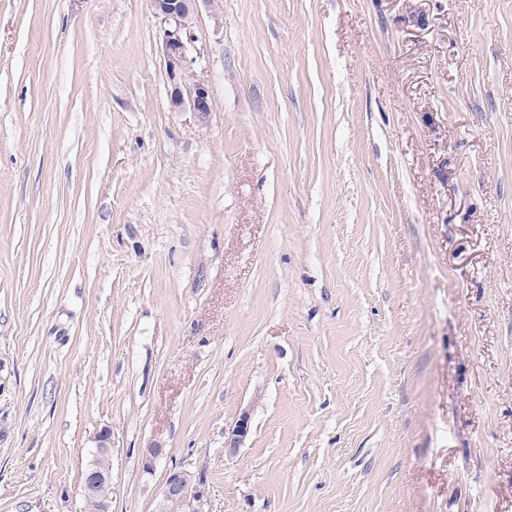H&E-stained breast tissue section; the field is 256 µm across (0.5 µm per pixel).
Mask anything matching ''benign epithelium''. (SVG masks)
Segmentation results:
<instances>
[{
  "label": "benign epithelium",
  "mask_w": 512,
  "mask_h": 512,
  "mask_svg": "<svg viewBox=\"0 0 512 512\" xmlns=\"http://www.w3.org/2000/svg\"><path fill=\"white\" fill-rule=\"evenodd\" d=\"M218 2L219 0H150L152 10L161 23V52L171 82L170 103L174 110L211 111L209 86L193 70L190 28L192 20L203 10L214 18H219ZM248 429L249 418L243 414L235 423L231 438L227 441L229 452L236 451ZM102 483H112V469H88L82 485L84 497L94 495L96 488ZM174 504L180 506L181 512H206L207 491L204 479L182 467L167 470L155 512H171Z\"/></svg>",
  "instance_id": "benign-epithelium-1"
}]
</instances>
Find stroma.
I'll return each mask as SVG.
<instances>
[{"label": "stroma", "instance_id": "35a3bbf8", "mask_svg": "<svg viewBox=\"0 0 512 512\" xmlns=\"http://www.w3.org/2000/svg\"><path fill=\"white\" fill-rule=\"evenodd\" d=\"M222 6L0 0V512H512V0ZM219 0H150L152 10L162 24L161 52L171 82L173 110L211 112L209 86L193 70L190 57L192 20L202 11L219 18ZM101 483H108L109 485H112V468L109 467V469L106 470L89 468L85 473L82 492L86 498L92 496L91 499L86 500L90 512H97L98 501L101 498L110 497L111 487L107 484ZM176 503L182 512H207L206 484L200 474L182 467H172L165 472L155 512H170Z\"/></svg>", "mask_w": 512, "mask_h": 512}]
</instances>
